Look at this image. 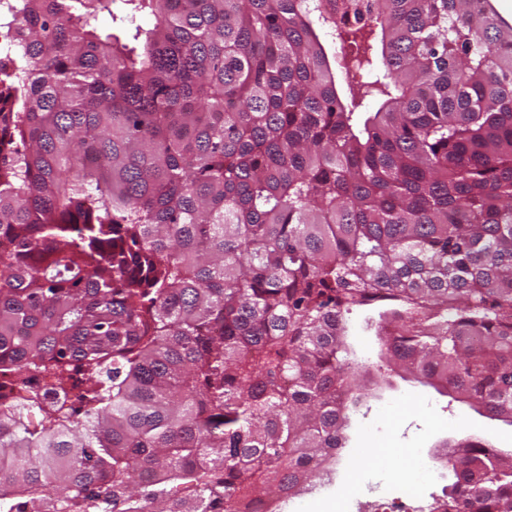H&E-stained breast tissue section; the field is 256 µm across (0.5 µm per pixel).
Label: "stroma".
I'll list each match as a JSON object with an SVG mask.
<instances>
[{
  "mask_svg": "<svg viewBox=\"0 0 512 512\" xmlns=\"http://www.w3.org/2000/svg\"><path fill=\"white\" fill-rule=\"evenodd\" d=\"M351 343L370 348L369 373L365 387L372 396L360 407L350 410L346 430L349 445L347 466H354L355 450L361 447L362 436H370L371 447H383L385 471L397 473L406 468L415 471V449L433 448L446 439H459V432L448 431V423L465 421L469 431L489 436L497 447L512 441V427L478 414L469 404L438 395L431 387L402 381L395 372L381 366L380 342L373 333L354 329Z\"/></svg>",
  "mask_w": 512,
  "mask_h": 512,
  "instance_id": "35a3bbf8",
  "label": "stroma"
}]
</instances>
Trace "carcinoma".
Masks as SVG:
<instances>
[{"label":"carcinoma","instance_id":"cac0c4a2","mask_svg":"<svg viewBox=\"0 0 512 512\" xmlns=\"http://www.w3.org/2000/svg\"><path fill=\"white\" fill-rule=\"evenodd\" d=\"M0 0V512H244L345 447L352 315L512 425V27L485 0ZM331 28L350 52L331 53ZM445 512H512V452Z\"/></svg>","mask_w":512,"mask_h":512}]
</instances>
